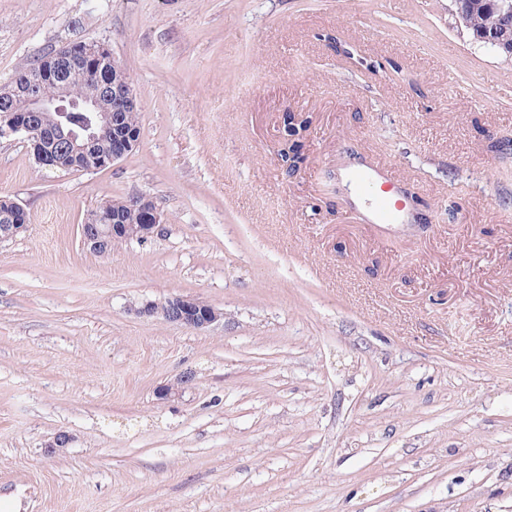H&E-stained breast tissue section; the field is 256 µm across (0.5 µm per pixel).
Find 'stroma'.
I'll return each mask as SVG.
<instances>
[{
	"label": "stroma",
	"instance_id": "stroma-1",
	"mask_svg": "<svg viewBox=\"0 0 512 512\" xmlns=\"http://www.w3.org/2000/svg\"><path fill=\"white\" fill-rule=\"evenodd\" d=\"M76 39L129 73L140 139L87 172L0 139V197L31 217L0 243V498L512 512V59L451 0H0V86ZM287 111L310 119L292 175ZM353 157L411 222L357 217ZM141 195L161 233L82 246L88 213ZM176 295L224 317L134 312ZM352 180L359 190H366L374 181L380 180L383 184L392 186L396 189V178L391 176L385 168L358 169L352 172Z\"/></svg>",
	"mask_w": 512,
	"mask_h": 512
}]
</instances>
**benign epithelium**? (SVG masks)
Instances as JSON below:
<instances>
[{
    "label": "benign epithelium",
    "mask_w": 512,
    "mask_h": 512,
    "mask_svg": "<svg viewBox=\"0 0 512 512\" xmlns=\"http://www.w3.org/2000/svg\"><path fill=\"white\" fill-rule=\"evenodd\" d=\"M480 40L506 50L507 56L512 57V46H508L501 31L484 30ZM110 58L107 45L83 42L42 58L37 80L23 87L25 111L12 110L11 91L0 93V138L24 135L36 162L51 169L65 157L71 167L83 170L89 150L103 139L112 141V150L95 156L94 169L108 168L125 157L137 145L140 131L124 127L119 111L136 109L139 104L122 64L114 61L108 69L100 67ZM72 61L92 73L91 81L80 92L64 76ZM49 81L55 85L56 92L45 96L37 85ZM107 100L112 101V106L105 105ZM131 203L146 212V223L121 224L103 205L87 215L80 225L82 243L97 253L108 251L122 241H144L163 230L161 214L151 199L139 196ZM9 206L10 223L0 225V242L15 238L29 227L28 211L15 202ZM136 312L146 317L161 316L168 322L194 329L206 328L223 317L212 305L190 296L170 297L160 304L146 302Z\"/></svg>",
    "instance_id": "benign-epithelium-1"
}]
</instances>
